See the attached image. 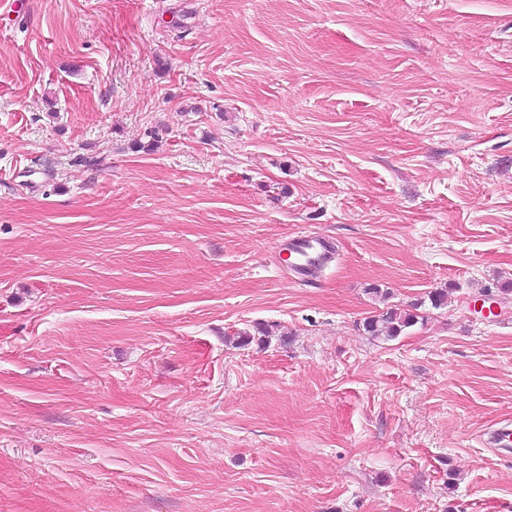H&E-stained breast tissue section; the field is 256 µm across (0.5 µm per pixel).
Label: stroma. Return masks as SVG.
Wrapping results in <instances>:
<instances>
[{
    "instance_id": "1",
    "label": "stroma",
    "mask_w": 512,
    "mask_h": 512,
    "mask_svg": "<svg viewBox=\"0 0 512 512\" xmlns=\"http://www.w3.org/2000/svg\"><path fill=\"white\" fill-rule=\"evenodd\" d=\"M508 423L512 0L0 18V512H512ZM287 250L292 263L287 269L300 282L315 281L335 258L329 239L315 234H298L288 239ZM417 315L407 311L387 308L377 315L368 317L364 322L365 330L372 336L395 337L417 320Z\"/></svg>"
}]
</instances>
